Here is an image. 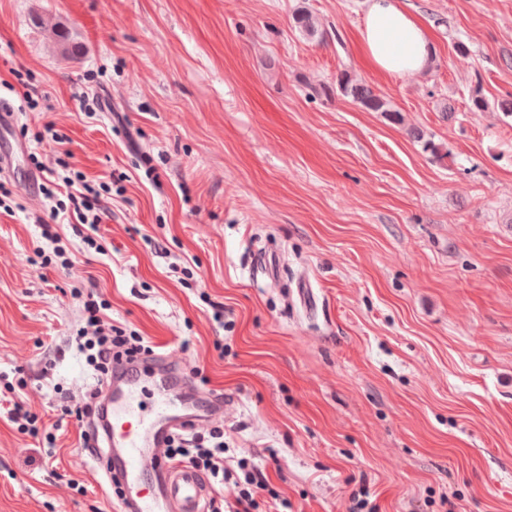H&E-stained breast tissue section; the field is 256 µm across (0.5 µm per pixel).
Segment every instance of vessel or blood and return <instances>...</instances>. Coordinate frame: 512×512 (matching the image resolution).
Returning a JSON list of instances; mask_svg holds the SVG:
<instances>
[{"label": "vessel or blood", "mask_w": 512, "mask_h": 512, "mask_svg": "<svg viewBox=\"0 0 512 512\" xmlns=\"http://www.w3.org/2000/svg\"><path fill=\"white\" fill-rule=\"evenodd\" d=\"M114 377L107 393V446L112 465L106 474L130 489L121 512H206L209 487L205 478L187 466L171 465L163 450L172 428L192 429L196 420H174L165 399L169 392L166 374L152 378L155 387L153 420L140 411V378L130 376L125 363L113 366Z\"/></svg>", "instance_id": "1"}]
</instances>
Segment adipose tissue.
Instances as JSON below:
<instances>
[{"mask_svg": "<svg viewBox=\"0 0 512 512\" xmlns=\"http://www.w3.org/2000/svg\"><path fill=\"white\" fill-rule=\"evenodd\" d=\"M364 54L377 71L391 77H412L431 63V35L401 0H365L359 31Z\"/></svg>", "mask_w": 512, "mask_h": 512, "instance_id": "ef3b65f1", "label": "adipose tissue"}]
</instances>
